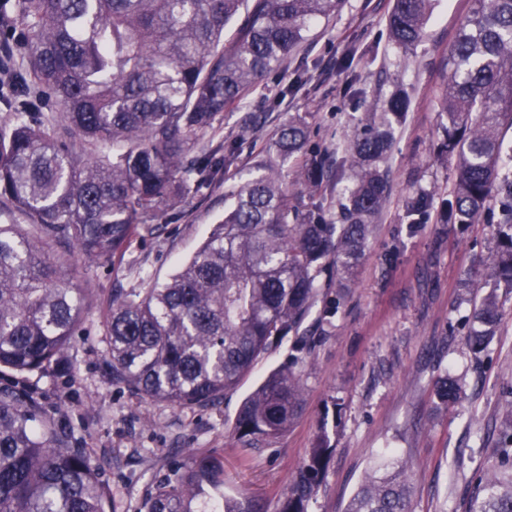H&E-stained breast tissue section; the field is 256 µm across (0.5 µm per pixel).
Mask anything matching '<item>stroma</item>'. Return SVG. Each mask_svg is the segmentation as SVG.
Returning <instances> with one entry per match:
<instances>
[{
    "label": "stroma",
    "instance_id": "1",
    "mask_svg": "<svg viewBox=\"0 0 512 512\" xmlns=\"http://www.w3.org/2000/svg\"><path fill=\"white\" fill-rule=\"evenodd\" d=\"M392 5L341 0L337 12L312 23L288 63L243 105L225 110L218 136L238 146L230 181L191 195L178 219L155 221L126 251L74 275L87 297L73 342L50 374L30 382L58 424L90 449L114 512H138L173 463L212 453L224 460L225 494L246 493L278 512L323 428L334 448L308 512H345L370 467L390 457L409 466L411 512H467L478 480L497 468L499 425L512 413V293L495 288L475 262L494 245L493 225L439 220L453 163L437 149L438 96L471 0H435L422 41L407 50L389 37ZM399 90L410 107L394 125L383 165L388 196L348 288L336 292L326 275L317 277L319 298L302 326L303 412L287 433L245 459L229 422L267 372L287 362L290 340L208 408L143 402L113 383L104 334L113 289L142 293L167 281L222 220L232 186L264 174L270 161L306 209L340 223L354 180L347 162L353 142L382 122ZM291 120L306 126L309 148L338 171L320 193H301L293 164L274 159L271 145ZM419 195L432 205L415 224L408 205ZM492 293L502 321L476 358L467 333L475 305ZM447 374L463 388L451 406L436 396Z\"/></svg>",
    "mask_w": 512,
    "mask_h": 512
}]
</instances>
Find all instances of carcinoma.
I'll return each mask as SVG.
<instances>
[{
    "mask_svg": "<svg viewBox=\"0 0 512 512\" xmlns=\"http://www.w3.org/2000/svg\"><path fill=\"white\" fill-rule=\"evenodd\" d=\"M25 21L24 60L0 127V512H108L111 496L90 451L69 440L23 380L46 373L75 334L85 297L64 279L107 261L146 224L179 216L186 199L226 178L236 146L206 140L224 109L298 50L309 25L340 0H16ZM433 0H393L392 41L423 37ZM237 24L224 44L227 27ZM441 152L455 159L442 223H476L498 203L487 276L512 291V0H472L448 56ZM41 97L28 96V82ZM391 123L366 130L343 224L292 204L273 174L239 185L190 261L141 294L112 291L106 317L113 382L140 400L214 406L257 361L300 329L318 297V274L350 280L369 227L386 198L379 163ZM306 128L288 122L273 143L296 165L298 183L323 190L328 171L308 153ZM495 296L475 309L474 357L496 334ZM290 362L270 371L239 408L232 432L245 455L260 453L302 411L301 379ZM446 376L436 395L459 400ZM499 470L480 482L469 512H512V415L502 425ZM333 444L321 428L279 512H307ZM224 487L217 456L176 464L148 494L144 512H210ZM406 466L381 464L347 512H409ZM220 512H264L251 498L222 495Z\"/></svg>",
    "mask_w": 512,
    "mask_h": 512,
    "instance_id": "obj_1",
    "label": "carcinoma"
}]
</instances>
